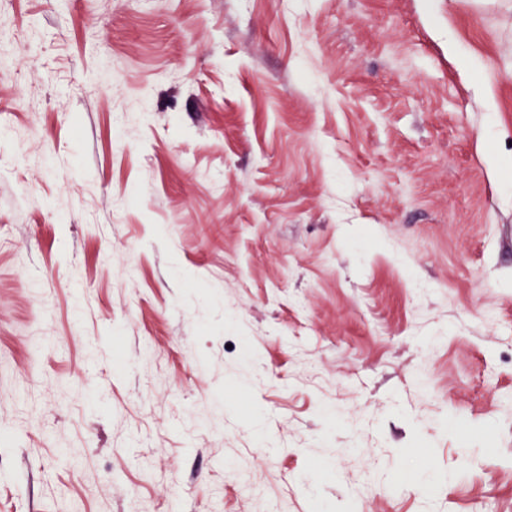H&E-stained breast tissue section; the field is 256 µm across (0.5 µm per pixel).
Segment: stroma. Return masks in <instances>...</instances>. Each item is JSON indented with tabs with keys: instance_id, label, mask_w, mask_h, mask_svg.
<instances>
[{
	"instance_id": "obj_1",
	"label": "stroma",
	"mask_w": 512,
	"mask_h": 512,
	"mask_svg": "<svg viewBox=\"0 0 512 512\" xmlns=\"http://www.w3.org/2000/svg\"><path fill=\"white\" fill-rule=\"evenodd\" d=\"M1 427L0 512H512V0H0Z\"/></svg>"
}]
</instances>
